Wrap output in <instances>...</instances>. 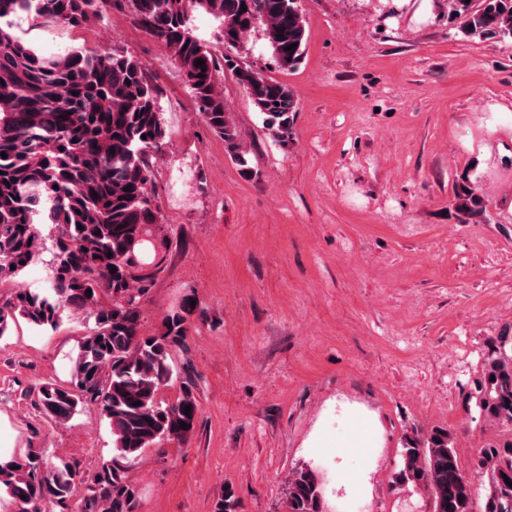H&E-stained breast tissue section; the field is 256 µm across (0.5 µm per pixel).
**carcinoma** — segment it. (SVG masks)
<instances>
[{"instance_id":"carcinoma-1","label":"carcinoma","mask_w":512,"mask_h":512,"mask_svg":"<svg viewBox=\"0 0 512 512\" xmlns=\"http://www.w3.org/2000/svg\"><path fill=\"white\" fill-rule=\"evenodd\" d=\"M128 3L139 27L169 51L196 111L245 170L248 152L226 112L219 73L232 72L266 130L280 141H288L297 103L286 84L229 49H240L259 30L279 68L289 71L299 64L306 42L297 0H0V153L6 154L0 157V280L16 278L50 254L48 291L19 286L0 299V338L21 320L52 331L66 314L92 323L70 380L46 382L37 390L54 422L70 420L90 401L112 432V457L103 463L82 512H136L130 469L145 449L188 439L199 414L190 380L175 402L164 405L157 398L172 379L170 354L185 341L190 309L166 315L159 335L139 332L140 301L152 278L143 249L149 226L159 222L148 189L149 161L161 150L165 130L158 88L141 61L119 49L96 53L82 47L47 56L15 35L13 20L24 14L34 22L80 28ZM448 8L467 38L512 39V0H448ZM196 13L220 23L224 49L197 38ZM292 43L297 47L286 50ZM198 59L204 65H196ZM456 200L470 215L483 212L472 190ZM499 342L501 351L486 364L480 407L512 423V333ZM403 474L430 491L433 512H474L475 479L481 477L489 481L482 512H512V487L504 481L512 480V442L482 449L467 476L452 434L439 432L427 447L405 449ZM76 477L63 460L43 467L35 451L0 456V495L15 512H70ZM287 487L290 512H322L312 470L295 471Z\"/></svg>"}]
</instances>
